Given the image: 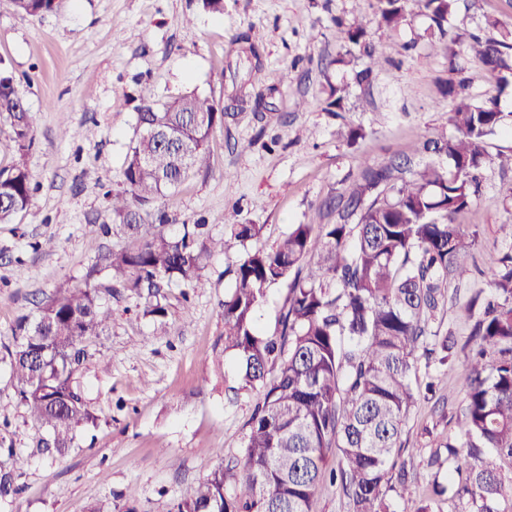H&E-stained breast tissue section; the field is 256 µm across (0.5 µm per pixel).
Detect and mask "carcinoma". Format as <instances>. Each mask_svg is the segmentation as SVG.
I'll list each match as a JSON object with an SVG mask.
<instances>
[{"label": "carcinoma", "instance_id": "1", "mask_svg": "<svg viewBox=\"0 0 512 512\" xmlns=\"http://www.w3.org/2000/svg\"><path fill=\"white\" fill-rule=\"evenodd\" d=\"M62 0H10L27 16L54 12ZM459 0H375L379 28L391 34L409 4L444 31ZM339 38L359 44L360 18L338 25ZM509 32L473 34L467 50L485 67L512 76ZM453 137L427 138L423 152L448 158V170L429 163L406 176L393 160L367 165L332 224H293L270 250L254 248L262 224H235L216 239L201 224L172 220L156 204L189 175L210 169L208 140L224 123V103L196 89L162 102L149 85L139 94L135 138L123 164V188L107 190L112 224L135 240L100 259L103 282L59 286L34 318L21 317L5 346L20 402L62 451L93 420L78 373L86 342L112 328L109 301L126 291L145 297L143 313L167 315L164 289L203 287L204 261L239 251L235 288L224 297V351L240 365L241 389L260 396L244 435V454L215 467L191 487L176 512H311L326 485L338 486L349 512H392L389 492L406 490L420 473L398 462L410 414L421 394L435 395L441 370L457 357V340L443 329L448 284L471 274L477 233L456 216L480 200V171L489 163L512 169V153L491 155L488 140L512 113L497 98L481 101L447 87ZM0 122L15 151L0 168V223L32 204L25 157L34 143L35 117L8 71L0 70ZM487 288L467 304L472 324L465 342L463 406L453 418L446 455L429 466L431 502L453 492L460 512H506L512 501V253L484 273ZM288 283L274 332L258 312L272 288ZM336 466L327 469L330 453ZM448 465L447 483L438 471Z\"/></svg>", "mask_w": 512, "mask_h": 512}]
</instances>
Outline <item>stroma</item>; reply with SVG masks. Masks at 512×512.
I'll list each match as a JSON object with an SVG mask.
<instances>
[{"instance_id":"stroma-1","label":"stroma","mask_w":512,"mask_h":512,"mask_svg":"<svg viewBox=\"0 0 512 512\" xmlns=\"http://www.w3.org/2000/svg\"><path fill=\"white\" fill-rule=\"evenodd\" d=\"M375 0H224L222 12L201 0H63L37 17L0 0V66L36 116L26 155L31 207L0 224V477L17 492L0 497V512H87L96 501L114 512H174L186 491L222 459L243 454L256 393L240 389L239 365L224 350L219 309L235 286L236 255L216 253L201 271L204 288L183 295L167 288L165 331L142 312L143 301L112 300L114 322L89 345L81 372L97 421L78 432L64 453L46 451L45 433L29 417L10 377L4 350L17 320L60 284L84 285L109 248L126 246L109 221L104 193L122 185L136 125L139 90L156 98L186 90L218 99L235 94L224 71L239 60L234 39L248 34L261 53L248 89L266 93L263 117L252 110L225 117L209 137L212 167L185 181L163 201L177 222H203L212 236L236 224H260V248H271L291 225L329 224V200L343 201L365 165L410 159L422 137L453 135L452 103L439 92L464 82L475 99L498 97L509 118L489 139L490 153L512 150V84L501 85L474 57L448 65V42L466 39L487 21L512 31V0H463L447 37L414 12L393 35L372 15ZM367 17L366 41L379 61L371 83L359 47L337 37V23ZM348 54L349 66L336 65ZM288 71L289 83L270 88L268 75ZM346 89L343 107L326 109L329 86ZM70 137H62L61 127ZM476 230L479 268L512 252L502 229L512 222V170L487 165L482 197L457 218ZM53 238V250L38 242ZM443 412L421 403L408 422V464L427 461L452 431L463 401L464 371L442 373Z\"/></svg>"}]
</instances>
